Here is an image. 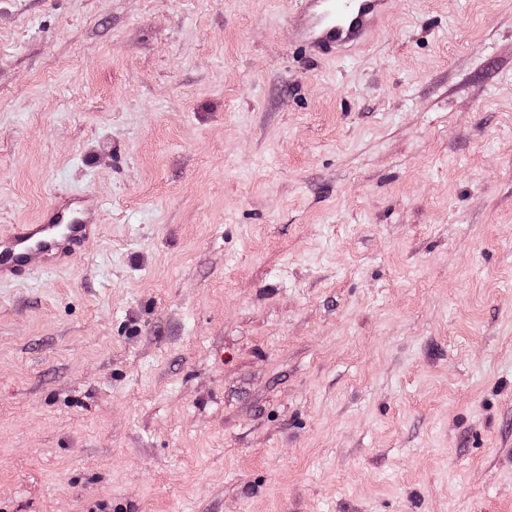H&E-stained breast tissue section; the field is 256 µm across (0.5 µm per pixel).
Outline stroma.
I'll return each mask as SVG.
<instances>
[{"mask_svg":"<svg viewBox=\"0 0 512 512\" xmlns=\"http://www.w3.org/2000/svg\"><path fill=\"white\" fill-rule=\"evenodd\" d=\"M0 0V512H512V0ZM391 0H306L296 47L309 56L341 58L369 41ZM40 223L5 235L7 241L0 245L1 279L35 265L53 268L77 255L97 231L98 212L87 196L62 198L51 203Z\"/></svg>","mask_w":512,"mask_h":512,"instance_id":"35a3bbf8","label":"stroma"}]
</instances>
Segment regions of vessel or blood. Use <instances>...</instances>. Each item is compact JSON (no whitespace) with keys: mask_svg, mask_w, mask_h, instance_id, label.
I'll use <instances>...</instances> for the list:
<instances>
[{"mask_svg":"<svg viewBox=\"0 0 512 512\" xmlns=\"http://www.w3.org/2000/svg\"><path fill=\"white\" fill-rule=\"evenodd\" d=\"M391 0H305L296 46L309 56L341 58L369 41L389 14ZM98 228V212L85 196L53 201L37 224H26L0 243V278L35 265L56 267L78 254Z\"/></svg>","mask_w":512,"mask_h":512,"instance_id":"obj_1","label":"vessel or blood"}]
</instances>
